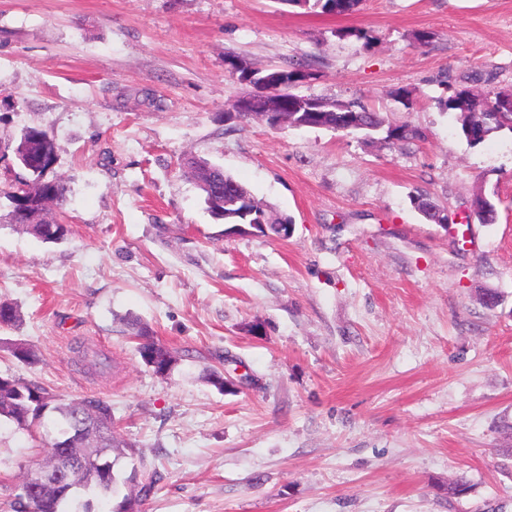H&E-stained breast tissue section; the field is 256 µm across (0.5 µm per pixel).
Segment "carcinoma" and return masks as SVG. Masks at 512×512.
Returning a JSON list of instances; mask_svg holds the SVG:
<instances>
[{"instance_id": "obj_1", "label": "carcinoma", "mask_w": 512, "mask_h": 512, "mask_svg": "<svg viewBox=\"0 0 512 512\" xmlns=\"http://www.w3.org/2000/svg\"><path fill=\"white\" fill-rule=\"evenodd\" d=\"M290 7L303 9H321V12L345 15L357 10L361 0H278ZM239 83L247 86L268 80V95L285 100L288 111H293L297 103L307 104L314 98L293 92L296 83L307 77L302 69L290 66L276 69L260 70L248 65H235ZM445 109L458 114L463 135L472 145L482 141L473 139L469 133V121L481 124L482 133L487 134L504 125L512 126V108L498 107L496 100H478L466 90H455L444 101ZM318 124L343 132H361L372 136L378 132L385 133L383 140L391 143L405 142L421 138V133L408 124L387 125L382 127L378 122L384 115L371 111L363 106L351 103L327 104L320 102ZM27 149L44 151L49 156L55 155V142L50 133L39 127H29L23 131L15 146L17 152ZM188 166L202 174V182L197 184L204 197L208 213L216 220H225L228 224H248L251 222L250 212L259 209L260 201L256 200L246 185L224 172V169L206 159L190 158ZM49 197L58 204L66 200L67 187L61 181L47 180L43 175L27 172V177L18 181V185L7 193L10 212L9 222L12 224H32L39 220L38 205L35 198ZM131 335L138 340L137 353L143 354L151 350L162 357L172 354L166 347L157 344L150 336L148 327L141 320H127ZM10 354L24 364L36 362V352L26 343H15L10 347ZM91 408L102 413L108 420L105 431L111 436L105 445L127 448L129 444L118 439L117 431L112 422L111 405L97 397H85L81 400L64 403L53 391L42 383L12 375H0V419L15 423L18 427L32 428L41 425L49 416H54L58 435L46 444L49 463L58 453H64L69 459L70 478L58 482H47L41 492L33 495L28 490L32 480L33 468H23L14 496L13 512H97L96 502L99 499H112L118 481L114 473V460L106 457L108 463L83 452L79 448H58V444L66 443L79 436L97 437L99 431L85 409ZM157 483V471L143 465L133 469L124 479L123 484L131 487L125 494L116 512H129L132 501L144 506L145 501L153 493Z\"/></svg>"}]
</instances>
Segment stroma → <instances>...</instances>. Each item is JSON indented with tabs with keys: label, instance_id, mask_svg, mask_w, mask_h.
Here are the masks:
<instances>
[{
	"label": "stroma",
	"instance_id": "stroma-1",
	"mask_svg": "<svg viewBox=\"0 0 512 512\" xmlns=\"http://www.w3.org/2000/svg\"><path fill=\"white\" fill-rule=\"evenodd\" d=\"M233 59L308 64L301 94L422 137L231 114L246 91ZM452 88L512 93V0H361L346 15L0 0V140L53 135L69 229L53 243L4 223L0 195V301L20 315L0 327V373L111 404L115 473L160 476L144 512H512V128L470 145L442 106ZM188 156L291 217L288 238L225 234ZM478 195L494 223L471 213ZM131 317L175 353L168 375L142 362ZM15 341L38 363L14 359ZM219 366L234 389L208 382ZM42 454L38 433L0 423V512Z\"/></svg>",
	"mask_w": 512,
	"mask_h": 512
}]
</instances>
